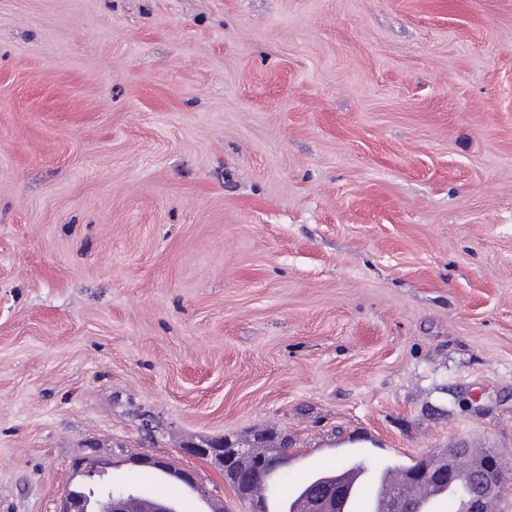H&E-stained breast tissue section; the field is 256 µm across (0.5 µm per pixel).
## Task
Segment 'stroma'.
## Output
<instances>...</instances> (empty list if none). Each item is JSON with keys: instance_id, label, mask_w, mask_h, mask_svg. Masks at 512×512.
I'll return each instance as SVG.
<instances>
[{"instance_id": "stroma-1", "label": "stroma", "mask_w": 512, "mask_h": 512, "mask_svg": "<svg viewBox=\"0 0 512 512\" xmlns=\"http://www.w3.org/2000/svg\"><path fill=\"white\" fill-rule=\"evenodd\" d=\"M259 430L512 512V0H0V512ZM488 452H490L489 448H468V460L471 463L479 462L488 455ZM502 468L501 458L490 455L471 469L466 512H486L488 498L502 491L500 479ZM111 464L97 456L94 451L80 458L75 464V472L85 478L79 485H88L100 481L108 474Z\"/></svg>"}]
</instances>
